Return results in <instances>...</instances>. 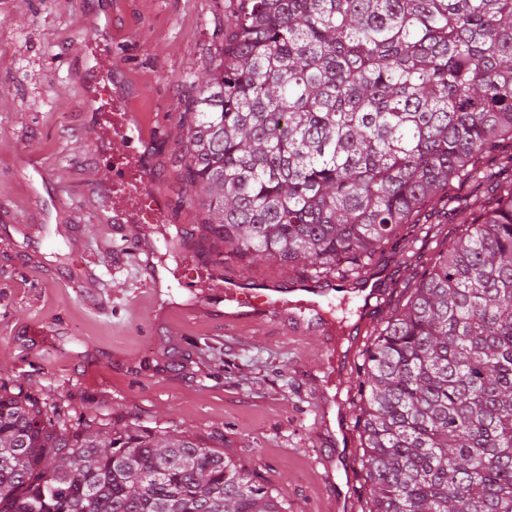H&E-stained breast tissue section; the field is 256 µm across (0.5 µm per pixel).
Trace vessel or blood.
Returning a JSON list of instances; mask_svg holds the SVG:
<instances>
[{
    "label": "vessel or blood",
    "mask_w": 512,
    "mask_h": 512,
    "mask_svg": "<svg viewBox=\"0 0 512 512\" xmlns=\"http://www.w3.org/2000/svg\"><path fill=\"white\" fill-rule=\"evenodd\" d=\"M85 50L94 60L87 78V92L98 102L101 114L92 130L91 143L97 151L107 144L114 148L110 177L102 193L122 223H141L142 214L147 211L153 224H166L168 208L157 189L153 165L147 153L135 147L143 133L134 114L124 106L125 90L116 84L112 45L97 39L86 44ZM223 265V260H213L207 272L211 287L223 293L225 302L232 307L224 315V325L228 328L243 323L258 326L270 317L284 319L292 309H317L319 298L328 296L336 286L330 280L318 288L306 281L287 285L265 281L250 287L241 280L226 278Z\"/></svg>",
    "instance_id": "obj_1"
}]
</instances>
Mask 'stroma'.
Listing matches in <instances>:
<instances>
[{
  "label": "stroma",
  "mask_w": 512,
  "mask_h": 512,
  "mask_svg": "<svg viewBox=\"0 0 512 512\" xmlns=\"http://www.w3.org/2000/svg\"><path fill=\"white\" fill-rule=\"evenodd\" d=\"M230 0H0V378L67 417L186 431L222 448L288 495V512H362L366 470L355 424L363 342L405 305L406 283L441 250L454 227L440 209L422 212L410 267L391 251L376 255L364 291L321 303L335 338L288 322L225 329L223 317L190 322L180 310L195 293L183 283L201 264L202 211L179 203V120L191 81L211 66ZM110 17L128 111L149 137L157 188L170 203L168 234L155 263L171 268L162 291L169 317L157 316L148 273L135 249L142 224L107 220L87 138L95 115L82 51L97 10ZM98 285L82 287L86 272ZM224 274L252 280L308 279L303 265L265 259L242 267L224 257Z\"/></svg>",
  "instance_id": "obj_1"
}]
</instances>
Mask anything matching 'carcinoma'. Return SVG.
Listing matches in <instances>:
<instances>
[{
  "label": "carcinoma",
  "mask_w": 512,
  "mask_h": 512,
  "mask_svg": "<svg viewBox=\"0 0 512 512\" xmlns=\"http://www.w3.org/2000/svg\"><path fill=\"white\" fill-rule=\"evenodd\" d=\"M181 116L202 228L247 265L363 281L447 201L458 225L373 331L367 512H512V0H237ZM486 188L463 206L455 185ZM182 432L70 423L0 383V512H287Z\"/></svg>",
  "instance_id": "cac0c4a2"
}]
</instances>
